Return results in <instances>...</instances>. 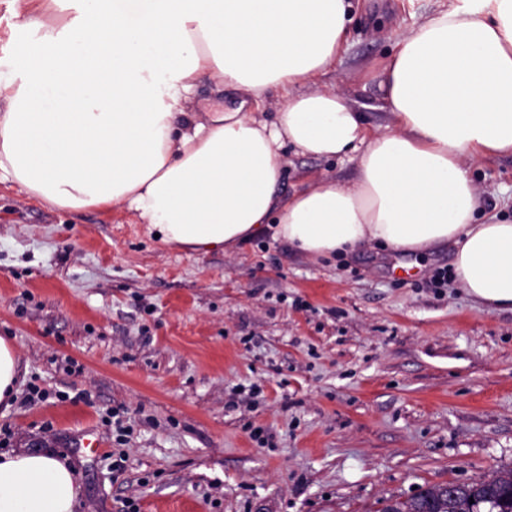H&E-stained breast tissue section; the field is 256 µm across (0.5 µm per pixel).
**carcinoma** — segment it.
Wrapping results in <instances>:
<instances>
[{
  "instance_id": "obj_1",
  "label": "carcinoma",
  "mask_w": 512,
  "mask_h": 512,
  "mask_svg": "<svg viewBox=\"0 0 512 512\" xmlns=\"http://www.w3.org/2000/svg\"><path fill=\"white\" fill-rule=\"evenodd\" d=\"M383 512H512V468L486 481L458 483L450 495L429 487L405 502L387 505Z\"/></svg>"
}]
</instances>
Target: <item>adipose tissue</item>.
Masks as SVG:
<instances>
[{
	"mask_svg": "<svg viewBox=\"0 0 512 512\" xmlns=\"http://www.w3.org/2000/svg\"><path fill=\"white\" fill-rule=\"evenodd\" d=\"M24 50L0 71V180L61 210L128 209L170 248L229 249L265 231L309 257L377 243L454 247L475 300L512 309V220L471 163L512 154V0H448L381 67L394 124L367 133L323 85L350 0H13ZM207 76L237 91L183 117ZM283 92L274 117L262 107ZM357 155L350 186L284 195L285 149ZM72 471L0 453V512H72Z\"/></svg>",
	"mask_w": 512,
	"mask_h": 512,
	"instance_id": "1",
	"label": "adipose tissue"
}]
</instances>
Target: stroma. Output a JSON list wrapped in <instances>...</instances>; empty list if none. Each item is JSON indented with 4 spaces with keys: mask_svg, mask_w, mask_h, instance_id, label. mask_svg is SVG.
<instances>
[{
    "mask_svg": "<svg viewBox=\"0 0 512 512\" xmlns=\"http://www.w3.org/2000/svg\"><path fill=\"white\" fill-rule=\"evenodd\" d=\"M352 4L337 71L372 132L393 123L384 55L438 3ZM286 160L288 192L357 171ZM472 175L487 206L512 198V155ZM402 259L375 245L314 259L268 233L171 250L127 209L63 211L2 182L0 336L19 375L0 453L72 466L73 512H382L418 488L490 478L512 467V311L453 278L428 288L452 246L414 269ZM33 385L45 397L30 404Z\"/></svg>",
    "mask_w": 512,
    "mask_h": 512,
    "instance_id": "obj_1",
    "label": "stroma"
}]
</instances>
